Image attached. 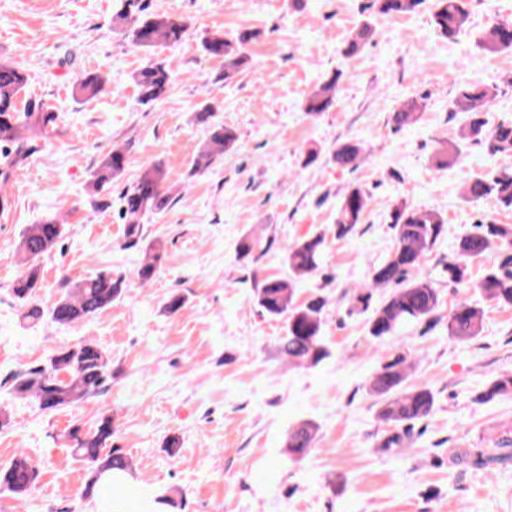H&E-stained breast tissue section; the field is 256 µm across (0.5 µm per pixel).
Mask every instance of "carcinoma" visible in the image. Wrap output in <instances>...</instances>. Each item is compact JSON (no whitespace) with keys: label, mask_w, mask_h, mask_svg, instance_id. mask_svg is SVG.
Here are the masks:
<instances>
[{"label":"carcinoma","mask_w":512,"mask_h":512,"mask_svg":"<svg viewBox=\"0 0 512 512\" xmlns=\"http://www.w3.org/2000/svg\"><path fill=\"white\" fill-rule=\"evenodd\" d=\"M425 0H371V7L386 16L409 14L417 11ZM432 16L440 36L454 40L470 27L469 12L463 0H433ZM113 24L128 33L133 45L144 50L173 47L184 39L187 22L172 15L145 14L140 0H123L122 9L113 17ZM376 35L368 22H361L343 50L351 58ZM256 37L250 29H242L228 36L222 30L212 32L202 44L205 55L224 60V79L233 78L249 62L245 47ZM490 53L512 51V19H494L481 41ZM341 73L333 74L305 100L304 112L317 115L327 111L335 102ZM143 104H154L167 96L172 86V72L166 61L150 62L132 74ZM107 80L97 73H89L75 80L71 96L76 101L97 98L104 91ZM28 84L26 69L9 62H0V145L16 150L15 161L24 159V146L31 139L48 138L56 132L57 117L48 107L22 110L19 95ZM501 92V86L492 84H456L452 102L454 111L463 116L460 133L455 140L445 142L434 154L438 168H451L463 155V145L473 142L485 147L486 155L494 158L512 152V120L488 126L486 120L490 104ZM424 104L417 97L402 100L392 112L391 121L396 130H402L417 121ZM238 140L234 129L220 124H210L209 138L197 150L194 165L206 170L224 153L231 151ZM361 154L358 142L339 144L333 159L340 167H354ZM128 164L124 147L114 145L96 166L90 186L96 194L105 185L119 177ZM169 174L160 163L145 168L136 181L121 196L122 218L125 220L124 238L130 247L143 251L138 267L142 283L151 282L165 256V243L147 239L142 218L167 209L171 203L168 188ZM464 199L478 205L494 199L505 208H512V171H495L486 177L475 178L466 184ZM369 203V194L358 186L350 188L341 200L333 232L336 238L351 235L355 226L362 223ZM395 231V245L386 261L375 267L370 282L353 296L352 306L369 313L367 333L374 339L395 336L409 324H420L436 319L440 297L435 281L428 278L411 279L409 273L417 268L436 243L448 234L447 219L437 210L412 205L405 200L392 207L390 213ZM63 235V225L49 218L31 224L22 233L17 253L24 266L23 274L11 287L13 296L23 308V319L35 322L49 317L58 325L68 326L94 316L110 307L122 293V281L112 278V273L100 271L93 276L63 283L60 296L47 308L33 303L40 288L39 259L50 254ZM325 236L322 234L298 237L288 243L285 260L290 278H270L257 288V304L266 315L284 320V332L278 347L288 361L296 364H317L327 356L323 344L324 297L312 295L303 302L295 299V279L316 271L320 266ZM496 243L512 244V225L478 223L473 230L460 237L448 256L442 272L448 282L455 285L467 283L469 261L479 257ZM376 288H389L391 292L382 303L370 308L372 292ZM483 295L502 307H512V258L492 267L480 284ZM483 309L469 301L458 303L448 314V335L462 342L479 335L483 324ZM408 367L405 357L397 356L381 365L373 374L369 389L381 403L380 418L404 433L388 436L381 447L387 451L400 448L404 435L414 424L427 418L434 409V393L427 386H405ZM112 378L110 360L105 350L93 342L56 351L47 362L28 368L11 377L10 392L21 399L30 398L44 411H57L75 405L87 398L103 393ZM512 393V374L495 379L485 393L492 399ZM315 428L303 423L288 432L286 448L289 455L302 458L310 449ZM114 433L112 416L104 415L87 431L77 425L68 432L73 442L72 451L89 467L91 478L87 489L100 481L108 487L116 486L113 479L122 472H129L130 462L121 449L112 447ZM477 465L509 456L506 448H477L470 453ZM38 479L37 470L24 455H19L10 465L0 468V488L15 494H26Z\"/></svg>","instance_id":"1"}]
</instances>
